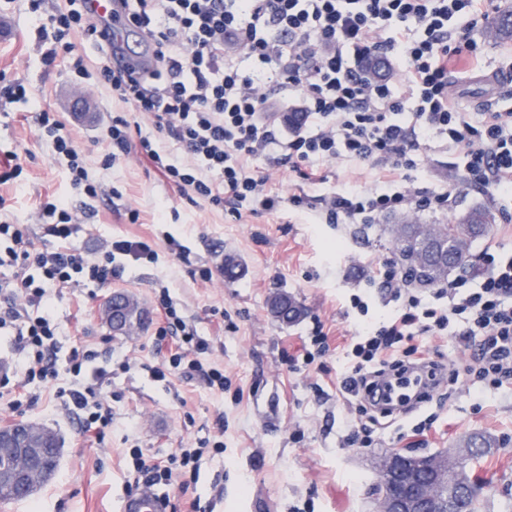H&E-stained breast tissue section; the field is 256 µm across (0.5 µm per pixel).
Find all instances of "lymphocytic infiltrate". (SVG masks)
I'll list each match as a JSON object with an SVG mask.
<instances>
[{"instance_id": "obj_1", "label": "lymphocytic infiltrate", "mask_w": 512, "mask_h": 512, "mask_svg": "<svg viewBox=\"0 0 512 512\" xmlns=\"http://www.w3.org/2000/svg\"><path fill=\"white\" fill-rule=\"evenodd\" d=\"M116 12L128 33L138 35L147 54L137 64L118 67L120 48L100 53L94 66L76 61L81 75H94L112 96L137 112L135 120L114 116L104 132L108 150L102 166L136 155L147 159L180 199L207 203L233 219L244 214L295 211L318 224H373L383 215L406 210L446 213L448 190L416 187L411 173L432 148L462 152V186L489 193L503 223H512V109L489 106L461 111L454 87L483 70L478 35L487 31L494 0H117ZM40 39H52L44 52L52 66L70 38L100 37L99 25L76 8L50 16ZM395 57L406 77L405 92L365 75L369 59ZM297 96L302 122L289 129L273 110L274 101ZM36 132L54 160H65L78 194L97 198L106 190L89 181L86 158L64 132L56 113L35 116ZM266 170H259L257 160ZM364 162L378 169L380 183L367 189L351 183L312 196L307 186L326 183L328 164ZM288 168L303 189H276L271 172ZM37 218L52 246L33 248L29 227L0 196V337L20 356L8 386L11 411H19L34 382L57 381L59 326L48 307L50 290L89 281L104 284L119 276L116 256L128 262H154L146 240L109 242L97 257L83 255L69 241L79 230L76 206L45 194ZM491 270L477 287L451 282L433 296L403 292L396 264L379 262L367 297H353L360 314L369 300L396 304L382 325L364 324L352 345L350 364L337 382L344 397H370L377 388L403 384L418 351V336L452 331L459 347L474 354L463 371H449V385L460 376L512 390V258L487 255ZM159 340H172L157 377H198L223 389L224 374L204 366L208 349L174 306L158 297ZM96 357L73 350L69 371L76 386L59 389L67 413L80 416L83 432L103 440L111 410L98 400L95 385L80 381ZM204 448H185L166 462L146 459L133 449L129 489L171 486L175 469L196 474Z\"/></svg>"}]
</instances>
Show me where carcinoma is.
Instances as JSON below:
<instances>
[{"label": "carcinoma", "mask_w": 512, "mask_h": 512, "mask_svg": "<svg viewBox=\"0 0 512 512\" xmlns=\"http://www.w3.org/2000/svg\"><path fill=\"white\" fill-rule=\"evenodd\" d=\"M494 35L500 40H512V6L507 4L494 22ZM490 229V216L483 210H473L448 221L433 224L424 233L417 224H402L397 231L395 250L401 260L404 282L420 281L426 284L439 283L447 272L463 268L470 259L472 242ZM270 310L280 322L290 324L302 315L297 302L286 294L274 296ZM468 455L478 457L491 447V441L482 435H473L465 443ZM483 489L471 478L453 488V507L456 512H478Z\"/></svg>", "instance_id": "carcinoma-1"}]
</instances>
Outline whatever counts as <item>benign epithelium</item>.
Instances as JSON below:
<instances>
[{
    "instance_id": "7a95c632",
    "label": "benign epithelium",
    "mask_w": 512,
    "mask_h": 512,
    "mask_svg": "<svg viewBox=\"0 0 512 512\" xmlns=\"http://www.w3.org/2000/svg\"><path fill=\"white\" fill-rule=\"evenodd\" d=\"M61 443L52 430L32 423L0 427V457L9 462L1 470L22 495L34 494L38 483L52 479L58 469ZM426 475L417 474L410 456L393 453L380 464L372 496L376 512H444L448 491V455H430Z\"/></svg>"
}]
</instances>
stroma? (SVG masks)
Masks as SVG:
<instances>
[{
  "label": "stroma",
  "mask_w": 512,
  "mask_h": 512,
  "mask_svg": "<svg viewBox=\"0 0 512 512\" xmlns=\"http://www.w3.org/2000/svg\"><path fill=\"white\" fill-rule=\"evenodd\" d=\"M37 23L26 0L0 5V148L16 151L24 167L20 187L4 186L0 195L15 215H33L41 194L73 198L62 166L51 159L33 122L35 111L57 113L76 148L87 157L89 177L118 190L120 200H94V217L85 219L73 239L94 252L100 239H148L158 258L126 264L121 278L99 286L85 283L52 294V311L60 327L57 384L32 386L34 403L11 413L0 404V426L25 421L53 428L64 442L55 478L23 501L0 502V512H118L126 493L130 451L163 459L179 448L223 440L224 452L204 456L197 483L174 488L170 508L184 501L212 502L213 512H374L368 489L379 478L381 460L395 452H451L469 435L479 433L493 446L467 470L483 488L480 512H512V392L489 393L471 385L459 387L424 434L399 436L402 414L380 415L371 448L345 446L350 425L361 419L359 401L336 392V381L348 365L343 346L361 329L351 308L353 295L366 288L377 262L396 260L392 225L409 220L444 224L473 210L488 212L491 230L471 246L478 276L489 270L488 246L512 256V224L498 223L489 195L459 190L450 214L409 210L388 214L375 224H306L284 210L273 215H244L234 220L206 205L191 206L175 197L162 177L143 158L118 160L103 169L104 127L125 105L110 90L82 79L71 68L73 56L94 64L98 48L82 35L72 38V53H60L53 67H44ZM512 41L486 39V70L457 85L467 112L493 103L512 108ZM24 80L30 102H9L8 88ZM461 154L433 150L417 174V187L457 188ZM139 212L130 223L128 209ZM182 246L184 256L171 251ZM234 262L235 280H225L224 263ZM212 271L211 281L200 277ZM167 289L177 308L191 320L209 349L204 363L224 372L226 387L218 392L199 379L162 380L151 369L162 364L166 347L156 337L157 295ZM133 295L145 312L132 334H113L101 308L108 295ZM292 296L304 309L295 323H279L268 302L272 295ZM329 329L330 349L310 365L300 363L313 320ZM96 351L93 368L107 377L101 397L112 409V423L103 443L81 431L77 416L65 414L58 387H70L73 347ZM277 388L287 405L277 428H268L255 402L268 388Z\"/></svg>",
  "instance_id": "1"
}]
</instances>
